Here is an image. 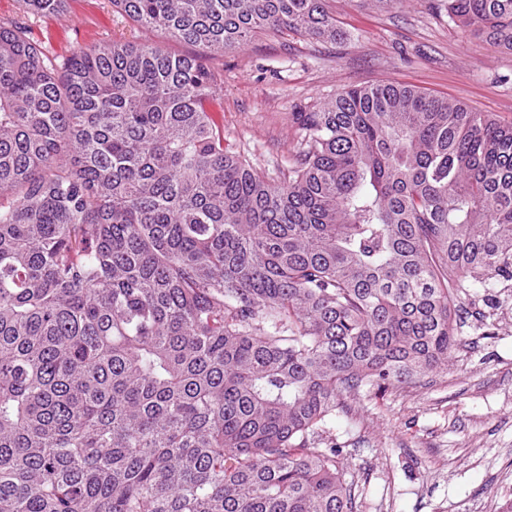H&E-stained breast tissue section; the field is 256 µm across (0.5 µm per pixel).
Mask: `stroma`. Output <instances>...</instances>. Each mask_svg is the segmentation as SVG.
Listing matches in <instances>:
<instances>
[{"label":"stroma","mask_w":512,"mask_h":512,"mask_svg":"<svg viewBox=\"0 0 512 512\" xmlns=\"http://www.w3.org/2000/svg\"><path fill=\"white\" fill-rule=\"evenodd\" d=\"M335 41L260 31L224 52L138 28L110 0H68L31 17L29 38L58 60L102 39L137 36L197 56L220 76L207 103L224 147L271 179L296 155L297 112L386 82L465 104L512 126V51L448 18V0H327ZM478 316L447 362L382 394L361 391L328 424L356 512H500L512 501V288H473Z\"/></svg>","instance_id":"35a3bbf8"}]
</instances>
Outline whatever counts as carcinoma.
<instances>
[{
  "mask_svg": "<svg viewBox=\"0 0 512 512\" xmlns=\"http://www.w3.org/2000/svg\"><path fill=\"white\" fill-rule=\"evenodd\" d=\"M60 15L66 0H17ZM222 52L334 41L326 0H109ZM512 51V0H448ZM194 56L57 64L0 20V512H355L319 430L448 359L512 281V127L401 83L298 112L281 184L224 149Z\"/></svg>",
  "mask_w": 512,
  "mask_h": 512,
  "instance_id": "1",
  "label": "carcinoma"
}]
</instances>
